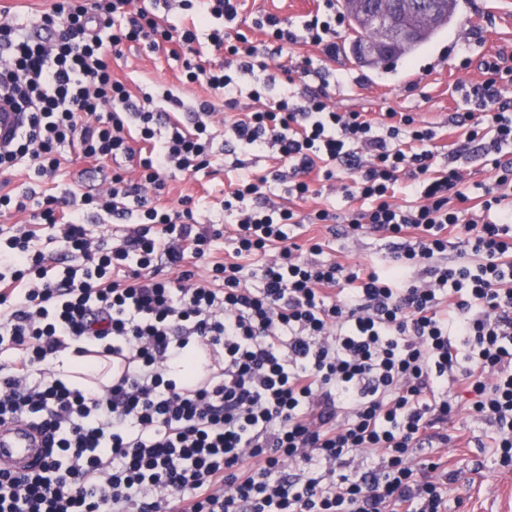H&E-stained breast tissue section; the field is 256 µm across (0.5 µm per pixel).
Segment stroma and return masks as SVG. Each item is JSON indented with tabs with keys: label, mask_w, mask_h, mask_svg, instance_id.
I'll use <instances>...</instances> for the list:
<instances>
[{
	"label": "stroma",
	"mask_w": 512,
	"mask_h": 512,
	"mask_svg": "<svg viewBox=\"0 0 512 512\" xmlns=\"http://www.w3.org/2000/svg\"><path fill=\"white\" fill-rule=\"evenodd\" d=\"M322 6L323 0H242L240 29L252 41H259L261 35L253 29L252 20L272 13L297 31L305 16ZM353 41L352 31L342 32L338 38L340 49L332 63L323 62L321 52L312 45L294 46L295 54L312 60L315 73L308 79L309 86L325 87L331 104L339 111L366 112L379 122L391 110L411 112L417 120L437 128L436 144L450 140L460 144L465 139V127H458L451 138L444 127L449 113L463 116L476 111L477 106L467 93L472 84L483 79L480 61L495 52L512 67V0H460L442 37L415 58L388 70L358 65L352 54ZM465 59L470 62L466 68L461 65ZM337 68L350 71L352 83L340 86L328 82L329 72ZM112 70L135 95L165 86L179 89L188 99H212L206 87L181 83V62L164 46L152 50L141 43L126 44L121 56L113 58ZM277 165L274 151H240L227 156L225 164L168 178L163 201L171 204L191 196L205 220L220 211L224 189L230 181L267 174ZM111 174V166L97 168L75 158L65 174L53 183V192L63 197L71 191L103 190ZM339 185L336 179L322 182L320 195L302 202L289 198L287 184H275L271 187V199L303 215L325 205L342 212L347 203ZM294 240L305 249L312 241H319L324 259L345 265H365L380 259L373 237L339 238L330 227L320 224L295 227ZM447 430L448 467L458 473L456 481L448 486V512H512V467L499 466L493 449L487 446L485 426L471 423L463 413L449 420Z\"/></svg>",
	"instance_id": "35a3bbf8"
}]
</instances>
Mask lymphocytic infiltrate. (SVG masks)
Wrapping results in <instances>:
<instances>
[{
  "instance_id": "lymphocytic-infiltrate-1",
  "label": "lymphocytic infiltrate",
  "mask_w": 512,
  "mask_h": 512,
  "mask_svg": "<svg viewBox=\"0 0 512 512\" xmlns=\"http://www.w3.org/2000/svg\"><path fill=\"white\" fill-rule=\"evenodd\" d=\"M131 2L51 0L35 39L0 25V93L25 115L0 147V172L24 166L45 185L73 152L114 164L101 191L0 192V214L33 222L0 250V354L15 355L0 364V424L23 418L47 438L39 470L0 467V512H447L448 458L424 451L447 447L440 426L460 408L494 427L490 445L512 464V160L502 155L512 103L497 88L512 69L484 61L470 89L481 114L465 142L492 170L473 205L459 168L437 165L430 125L391 111L378 129L307 91L309 61L280 64L301 41L335 60L345 27L335 0L298 32L274 14L254 18L263 53L234 28L241 0H183L194 18L182 27L162 23L168 0ZM201 25L224 63L184 59L185 80L223 97L229 144L275 149L281 162L225 193L236 230L222 260L221 228L201 225L190 199L144 195L165 189V173L217 163L213 103L188 107L164 91L191 125L170 124L160 140L152 94L134 96L112 74L122 45L188 47ZM258 71L265 80L242 91L240 77ZM132 123L146 151L131 145ZM340 166L352 176L346 212L306 219L379 235L380 265L303 257L297 214L266 193L283 182L308 199ZM399 189L408 204L396 203ZM91 214L123 223L121 234L92 240ZM452 239L470 262L447 263ZM91 341L124 361L119 380L80 387L56 371L58 352L84 357Z\"/></svg>"
}]
</instances>
